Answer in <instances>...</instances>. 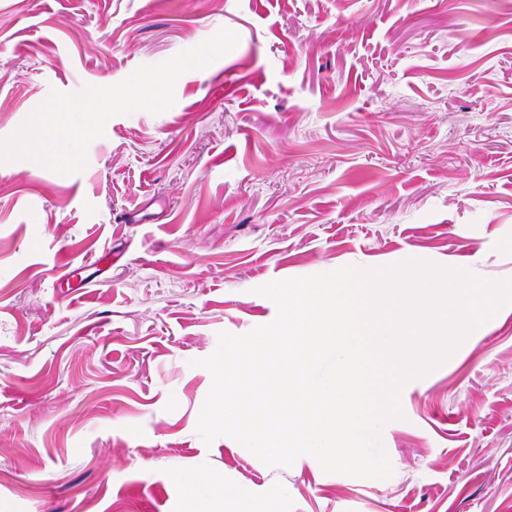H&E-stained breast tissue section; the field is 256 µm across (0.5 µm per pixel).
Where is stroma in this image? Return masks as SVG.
I'll use <instances>...</instances> for the list:
<instances>
[{"instance_id":"stroma-1","label":"stroma","mask_w":512,"mask_h":512,"mask_svg":"<svg viewBox=\"0 0 512 512\" xmlns=\"http://www.w3.org/2000/svg\"><path fill=\"white\" fill-rule=\"evenodd\" d=\"M223 27L81 172L0 163V512H189L194 481L262 512H512V305L404 388L389 478L196 431L199 360L276 316L256 287L411 253L512 279V0H0V139Z\"/></svg>"}]
</instances>
